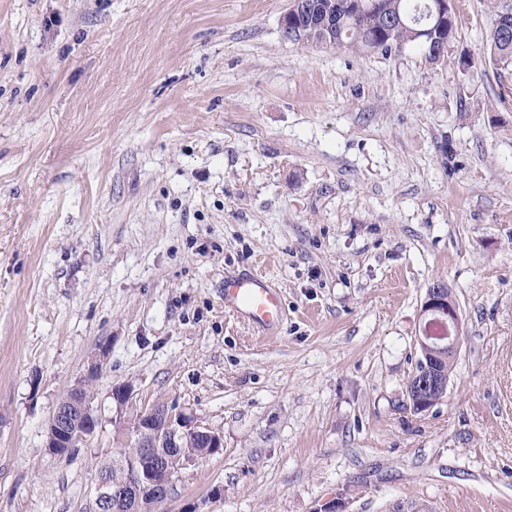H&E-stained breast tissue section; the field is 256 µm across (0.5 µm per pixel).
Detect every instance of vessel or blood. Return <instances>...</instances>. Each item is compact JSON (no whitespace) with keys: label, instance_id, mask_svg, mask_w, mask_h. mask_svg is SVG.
<instances>
[{"label":"vessel or blood","instance_id":"1","mask_svg":"<svg viewBox=\"0 0 512 512\" xmlns=\"http://www.w3.org/2000/svg\"><path fill=\"white\" fill-rule=\"evenodd\" d=\"M224 306L268 331L283 319L278 288L256 273H238L224 278Z\"/></svg>","mask_w":512,"mask_h":512}]
</instances>
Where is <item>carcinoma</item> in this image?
<instances>
[{
	"label": "carcinoma",
	"mask_w": 512,
	"mask_h": 512,
	"mask_svg": "<svg viewBox=\"0 0 512 512\" xmlns=\"http://www.w3.org/2000/svg\"><path fill=\"white\" fill-rule=\"evenodd\" d=\"M316 11L302 15L289 26L297 28L290 40L298 44L320 43L351 52H400L417 47L434 62L444 57L456 31V17L438 21L431 14L433 0H334L336 14L328 25L320 24L326 0H307ZM492 14L487 37L490 61L502 69L512 67L511 5L491 0ZM431 28L429 37L421 30Z\"/></svg>",
	"instance_id": "carcinoma-1"
}]
</instances>
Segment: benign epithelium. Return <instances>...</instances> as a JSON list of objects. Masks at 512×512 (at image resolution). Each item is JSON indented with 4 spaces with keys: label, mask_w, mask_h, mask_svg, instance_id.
I'll use <instances>...</instances> for the list:
<instances>
[{
    "label": "benign epithelium",
    "mask_w": 512,
    "mask_h": 512,
    "mask_svg": "<svg viewBox=\"0 0 512 512\" xmlns=\"http://www.w3.org/2000/svg\"><path fill=\"white\" fill-rule=\"evenodd\" d=\"M423 329L417 337L423 355L439 354L456 357L461 339V322L458 306L448 294V285L434 282L426 289L421 305ZM109 354V347L102 345L90 360L84 374L67 391L64 400L57 403L46 430L45 450L61 459L87 443L101 427L102 419L95 406L92 382L101 375ZM448 372L433 366L417 379L411 387L418 397L417 411L425 412L436 405L447 391ZM112 400V422L127 421L133 409V390L128 384L115 385L108 392ZM203 439L218 452L224 447L220 433L201 424L193 414L174 406L155 404L137 411L135 422L127 427L126 441L134 443L138 453H116L111 457L112 467L125 476L119 486L101 476L96 482L93 508H106L110 512H136L142 492L151 490L156 503L169 494L181 469L198 460L190 448L194 440ZM176 448L183 457L181 467L166 471L165 480L154 478V471H146L138 465L142 456L159 457V449Z\"/></svg>",
    "instance_id": "obj_1"
}]
</instances>
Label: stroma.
I'll return each mask as SVG.
<instances>
[{
  "mask_svg": "<svg viewBox=\"0 0 512 512\" xmlns=\"http://www.w3.org/2000/svg\"><path fill=\"white\" fill-rule=\"evenodd\" d=\"M289 0H0V512H91L111 386L218 453L158 512H512V69L292 43ZM470 65H461V58ZM278 288L270 332L224 275ZM461 344L406 405L426 289ZM102 426L45 448L100 345ZM448 382V372L437 366H426V373L409 387V390H413V395L419 398L417 411L422 413L436 405L446 393Z\"/></svg>",
  "mask_w": 512,
  "mask_h": 512,
  "instance_id": "1",
  "label": "stroma"
}]
</instances>
